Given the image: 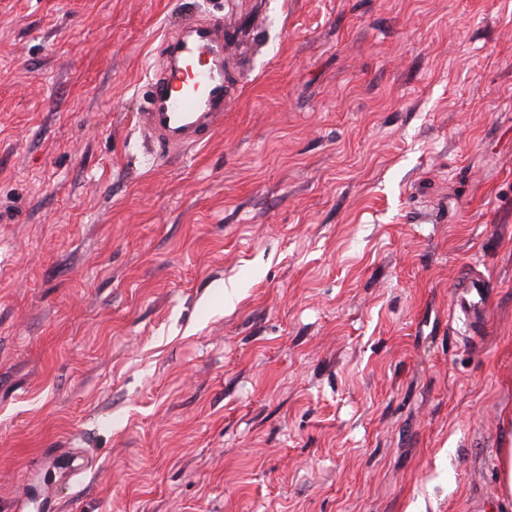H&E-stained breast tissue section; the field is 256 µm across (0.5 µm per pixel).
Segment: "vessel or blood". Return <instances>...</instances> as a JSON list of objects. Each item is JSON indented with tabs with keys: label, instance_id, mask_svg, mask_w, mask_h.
<instances>
[{
	"label": "vessel or blood",
	"instance_id": "obj_1",
	"mask_svg": "<svg viewBox=\"0 0 512 512\" xmlns=\"http://www.w3.org/2000/svg\"><path fill=\"white\" fill-rule=\"evenodd\" d=\"M232 34L223 20L187 17L163 36L137 124L154 152L167 155L205 145L224 124L227 101L224 47ZM456 313L475 320L486 307L484 278L465 273Z\"/></svg>",
	"mask_w": 512,
	"mask_h": 512
}]
</instances>
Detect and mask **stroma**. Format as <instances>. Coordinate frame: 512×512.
I'll use <instances>...</instances> for the list:
<instances>
[{"label":"stroma","mask_w":512,"mask_h":512,"mask_svg":"<svg viewBox=\"0 0 512 512\" xmlns=\"http://www.w3.org/2000/svg\"><path fill=\"white\" fill-rule=\"evenodd\" d=\"M247 8L0 0V512H512V0H262L154 155L159 39ZM463 278L466 284L462 291L457 293V304L453 309V317L456 314H463L473 322L486 308V281L484 278L475 276L470 272H466ZM496 468L504 500L512 499V448H501L496 456Z\"/></svg>","instance_id":"obj_1"}]
</instances>
